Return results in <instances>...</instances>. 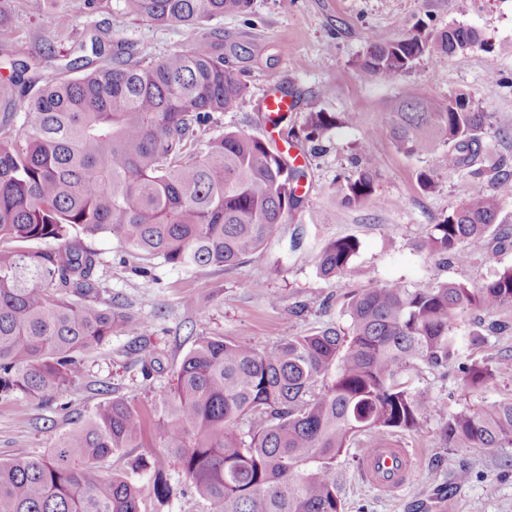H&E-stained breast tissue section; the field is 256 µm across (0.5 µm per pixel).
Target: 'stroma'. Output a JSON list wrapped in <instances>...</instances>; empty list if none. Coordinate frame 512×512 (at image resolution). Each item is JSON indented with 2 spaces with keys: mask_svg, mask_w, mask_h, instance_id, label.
<instances>
[{
  "mask_svg": "<svg viewBox=\"0 0 512 512\" xmlns=\"http://www.w3.org/2000/svg\"><path fill=\"white\" fill-rule=\"evenodd\" d=\"M45 2L12 0L10 23L0 28L1 49L19 41L41 48ZM102 22L109 23L113 41L129 44L148 61L190 49L201 37L197 29L125 15L124 0H105L90 17L63 18L61 27L78 41ZM455 22L475 29L480 45L438 61L421 57L391 82L357 66L370 38L433 36ZM209 27L221 31L226 64L247 83L249 94L234 111L215 114L200 140L237 130L273 148H284L289 134L304 140L303 204L261 254L226 269H183L159 260L145 264L116 240L86 238V245L102 254L99 275L106 296L142 322L141 333L112 336L85 354V375L62 400L21 393L0 400V460L20 447L47 453L61 433L108 395L151 401L199 337L269 348L286 336L347 326V301L368 288L389 282L427 288L447 281L477 287L512 268V196L503 200L497 223L471 245L466 262L440 263L421 247L431 226L472 192L496 188L498 168L512 170V0H469L464 13L459 0H290L286 5L252 0L247 12L213 19ZM414 88L438 100L462 94L489 113L475 161L481 178L450 171L444 145L420 158L397 151L387 114ZM276 89L287 91L296 104L279 125L268 120L262 107L267 93ZM313 111L332 112L338 119L316 145L304 139L306 118ZM349 112L358 115V122L345 123ZM369 155L379 161L373 192L362 203H345L343 178L355 174ZM421 170L433 175V189L418 183ZM346 236L359 243L348 271L322 276L316 258L320 244ZM296 237L301 245L295 249L291 241ZM143 265L150 277L140 273ZM149 352L160 364L146 377L140 357ZM482 361L491 367L492 379L468 387L464 367ZM411 374L415 385L427 388L436 400L418 430L398 437L413 455L411 477L394 494L378 492L359 467L361 441H352L338 472L343 512H512V447L451 448L442 433L449 414L512 399V330L487 333L448 371L420 363ZM142 454L162 464L175 490L170 502L158 503L151 494L153 472L137 475L142 512H212L208 503L185 495V477L166 462L164 449L146 448ZM461 470L469 478L459 484L455 478Z\"/></svg>",
  "mask_w": 512,
  "mask_h": 512,
  "instance_id": "1",
  "label": "stroma"
}]
</instances>
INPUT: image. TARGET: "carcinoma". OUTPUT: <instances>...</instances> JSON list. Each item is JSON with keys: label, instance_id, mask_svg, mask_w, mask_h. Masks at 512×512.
I'll use <instances>...</instances> for the list:
<instances>
[{"label": "carcinoma", "instance_id": "obj_1", "mask_svg": "<svg viewBox=\"0 0 512 512\" xmlns=\"http://www.w3.org/2000/svg\"><path fill=\"white\" fill-rule=\"evenodd\" d=\"M250 3L125 0V10L160 26L200 28ZM102 4L64 0L63 8L82 17ZM56 7L47 6L39 54L15 43L4 58L23 115L10 112L0 122L1 399L61 394L80 381L84 354L117 333L138 334L141 323L103 298V259L78 234L115 239L147 262L230 268L262 252L303 203L296 194L303 167L251 134L217 133L196 150L195 132L248 94L225 65L220 33L145 64L96 26L78 44L91 54L73 58L60 47ZM478 42L461 22L433 39H373L359 67L389 82L425 55L448 57ZM46 59L64 65L38 83L28 72ZM336 121L333 113H309L306 140H319ZM388 124L404 155L446 144L448 170L481 175L473 163L489 113L464 96L439 101L411 89L388 112ZM376 168L368 157L346 177L347 202L372 194ZM508 195L506 171L496 191H475L433 225L427 249L468 260V245L496 222ZM47 241L54 245L39 247ZM357 249L351 237L325 243L319 272L344 274ZM504 307H512V268L476 288H367L347 303V329L286 336L268 349L202 337L151 403L108 398L48 453L19 448L0 461V512H141V489L106 473L102 462L156 447L183 471L185 492L213 512H342L336 470L350 442L415 431L434 407L432 394L403 374L418 362L448 368L463 342L483 340L476 330L460 335L455 320L473 308ZM492 376L486 366L466 371L474 388ZM443 434L453 448L511 446L512 401L450 414Z\"/></svg>", "mask_w": 512, "mask_h": 512}]
</instances>
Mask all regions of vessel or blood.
<instances>
[{
  "label": "vessel or blood",
  "instance_id": "b4317fda",
  "mask_svg": "<svg viewBox=\"0 0 512 512\" xmlns=\"http://www.w3.org/2000/svg\"><path fill=\"white\" fill-rule=\"evenodd\" d=\"M360 462L369 484L389 494L405 486L412 469L407 450L392 441H379L363 449Z\"/></svg>",
  "mask_w": 512,
  "mask_h": 512
}]
</instances>
